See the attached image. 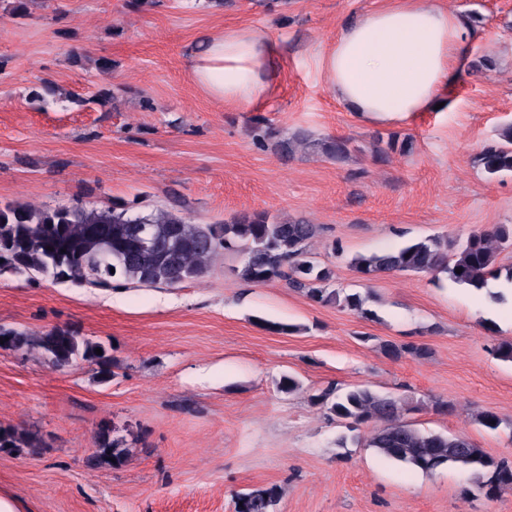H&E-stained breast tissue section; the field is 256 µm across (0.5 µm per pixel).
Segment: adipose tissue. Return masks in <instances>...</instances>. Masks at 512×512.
I'll use <instances>...</instances> for the list:
<instances>
[{"mask_svg":"<svg viewBox=\"0 0 512 512\" xmlns=\"http://www.w3.org/2000/svg\"><path fill=\"white\" fill-rule=\"evenodd\" d=\"M468 37L464 16L432 0L363 12L318 55L332 96L363 123L434 111L447 101ZM278 41L241 25L209 34L189 55L197 85L217 104L275 102L283 78Z\"/></svg>","mask_w":512,"mask_h":512,"instance_id":"1","label":"adipose tissue"}]
</instances>
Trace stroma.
Returning a JSON list of instances; mask_svg holds the SVG:
<instances>
[{"label":"stroma","mask_w":512,"mask_h":512,"mask_svg":"<svg viewBox=\"0 0 512 512\" xmlns=\"http://www.w3.org/2000/svg\"><path fill=\"white\" fill-rule=\"evenodd\" d=\"M0 0V202L56 208L118 202L173 208L196 224L242 211L320 227L310 251L334 285L370 294L376 318L312 302L286 282H243L220 253L201 280L109 291L0 274V327L58 328L101 343L118 366L58 367L36 346L0 347V424L35 437L36 456L0 452V497L17 512H234L237 493L275 485L277 512H512V488L488 499L470 475H425L336 441L345 423L312 395L335 383L420 400L417 428L464 434L512 461V302L429 273L366 280L351 260L409 241H461L512 224V175L488 177L482 149L512 124V0H436L463 9L471 34L453 108L389 124L359 122L329 94L319 49L341 23L393 0ZM249 24L285 49L282 90L261 110L280 133L347 137L343 163L284 159L255 145L251 112L197 86L188 50ZM494 57L493 69L470 63ZM111 64L100 72V62ZM85 105H78V98ZM411 136L412 153L374 160L378 137ZM270 320L293 334L263 328ZM428 344L393 360L380 344ZM294 376L286 395L276 384ZM490 410L497 430L477 425ZM130 448L118 468L87 459L101 426Z\"/></svg>","instance_id":"1"}]
</instances>
